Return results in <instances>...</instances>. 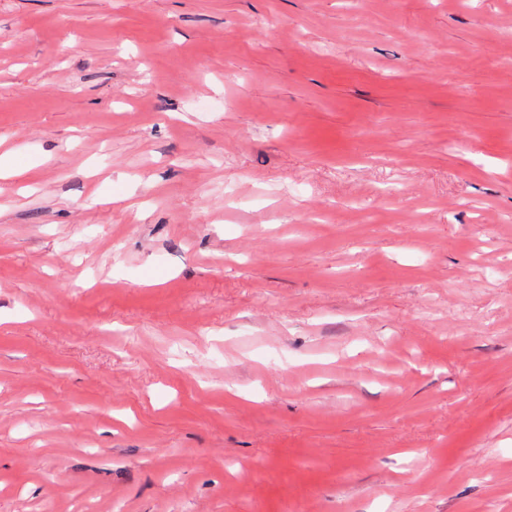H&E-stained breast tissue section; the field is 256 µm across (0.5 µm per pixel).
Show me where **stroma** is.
Segmentation results:
<instances>
[{
	"label": "stroma",
	"mask_w": 512,
	"mask_h": 512,
	"mask_svg": "<svg viewBox=\"0 0 512 512\" xmlns=\"http://www.w3.org/2000/svg\"><path fill=\"white\" fill-rule=\"evenodd\" d=\"M0 512H512V0H0Z\"/></svg>",
	"instance_id": "1"
}]
</instances>
